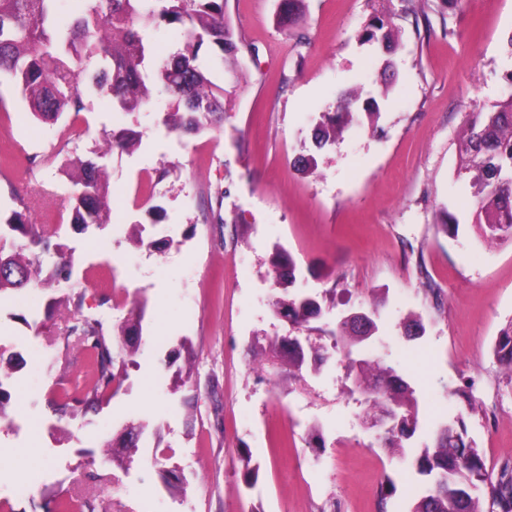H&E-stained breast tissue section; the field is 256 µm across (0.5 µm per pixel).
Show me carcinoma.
I'll return each mask as SVG.
<instances>
[{"label": "carcinoma", "instance_id": "carcinoma-1", "mask_svg": "<svg viewBox=\"0 0 512 512\" xmlns=\"http://www.w3.org/2000/svg\"><path fill=\"white\" fill-rule=\"evenodd\" d=\"M59 0H0V82L19 89L32 116L49 124L64 114L77 118L85 110L78 84L84 77L94 89L112 100V111L131 115L150 101L160 86L169 97L171 109L163 113L162 125L171 133H199L224 124L226 90L211 79V66L200 55L211 50L213 62L239 78L235 69L240 47L224 10L226 0H65L68 16L57 11ZM281 21L295 22L303 0H281ZM178 24L183 31L181 47L153 70L146 68L151 33ZM364 39L380 44L392 53L398 46V32L392 17L375 14ZM360 96L343 92L333 112H325L314 136L315 147L332 145L364 113L375 124L379 113L359 108ZM140 133L131 127H117L106 134L104 154L131 153L139 146ZM458 174L470 176L476 201L473 221L484 238L494 243L512 239V96L488 112L466 115V129L459 147ZM69 203L71 222L85 231L111 222L110 186L105 167L92 159L73 162ZM59 225L50 212L40 223L15 211L0 224V293L28 288L38 282L40 270L33 256L50 250ZM51 278L71 277V256L55 252ZM277 276L295 280L296 265L291 256L279 254ZM277 314L295 329L307 326L321 314L318 300L311 295L279 298ZM378 307L363 310L358 320L345 314L332 343H302L297 336L276 337L265 348L261 370L275 376L288 369V376L302 378L308 361L320 366L336 354L346 361V378L351 391L362 396L366 422L385 419L389 432L387 447L401 452L418 426L415 391L383 359H361L359 352L378 331ZM85 354L92 376L80 391L63 389L62 409L74 405L93 407L119 381V368L106 339L101 321L75 318L65 329ZM129 353L142 344V316L127 320L118 328ZM497 362L512 376V322L503 327L494 342ZM145 431L132 426L119 438L121 448H136ZM412 466L426 477L423 493L409 512H512V465L502 466L492 477L475 442L468 437L465 418L458 414L438 425L430 445L413 456ZM485 485L486 499L474 494Z\"/></svg>", "mask_w": 512, "mask_h": 512}]
</instances>
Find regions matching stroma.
I'll list each match as a JSON object with an SVG mask.
<instances>
[{
  "label": "stroma",
  "mask_w": 512,
  "mask_h": 512,
  "mask_svg": "<svg viewBox=\"0 0 512 512\" xmlns=\"http://www.w3.org/2000/svg\"><path fill=\"white\" fill-rule=\"evenodd\" d=\"M279 0H227L244 44V74L224 126L177 136L158 124L168 97L133 115L142 134L112 155V221L79 231L67 204L63 159L94 157L121 121L86 91L80 135L61 146L57 128L32 119L14 85L0 84V216L52 203L59 244L71 252L69 282L0 294V376L15 401L0 423V512H52L64 498L96 512H408L425 487L409 454L381 445L330 360L304 382L255 371L271 337L288 334L272 301L317 295L331 329L344 311L379 302L377 354L397 364L419 399L410 450L430 444L439 423L463 412L458 389L480 400L468 415L489 473L512 464V376L493 356L512 320V240L491 243L473 222L467 177L458 175L465 115L512 94V0H305L284 27ZM393 13L395 54L361 40L379 7ZM397 74L383 88L385 65ZM361 87L379 112L376 129L349 128L315 150L321 113ZM315 154L317 174L298 157ZM161 206L153 223L152 206ZM455 233L442 229L447 218ZM145 225L156 248L137 244ZM285 249L297 279L275 278ZM434 277L440 299L425 294ZM82 313L108 325L144 313L143 343L93 409L61 411L62 387L87 370L63 334L76 295ZM422 337L402 338L408 316ZM145 424L125 466L104 449L128 424ZM258 464L246 487L239 458ZM184 478L171 489L167 470ZM395 492H381L386 480ZM33 482L16 497L17 485Z\"/></svg>",
  "instance_id": "obj_1"
}]
</instances>
